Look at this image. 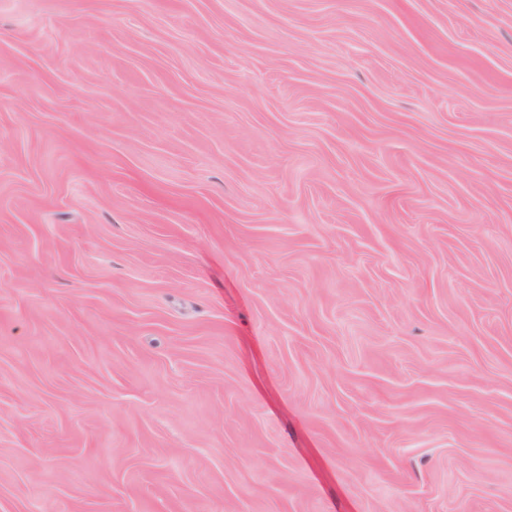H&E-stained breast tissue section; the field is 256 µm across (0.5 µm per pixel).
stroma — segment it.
<instances>
[{
  "label": "stroma",
  "instance_id": "stroma-1",
  "mask_svg": "<svg viewBox=\"0 0 512 512\" xmlns=\"http://www.w3.org/2000/svg\"><path fill=\"white\" fill-rule=\"evenodd\" d=\"M0 512H512V0H0Z\"/></svg>",
  "mask_w": 512,
  "mask_h": 512
}]
</instances>
